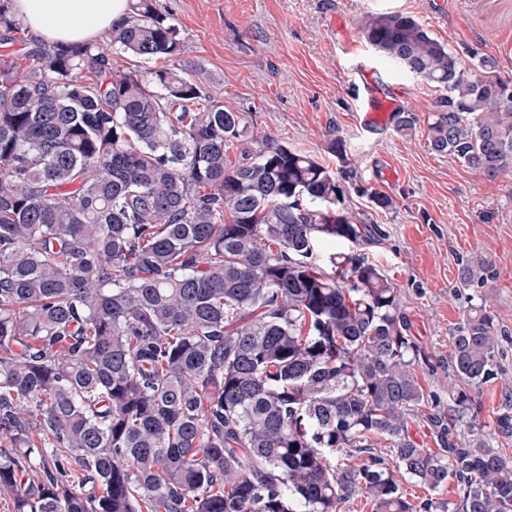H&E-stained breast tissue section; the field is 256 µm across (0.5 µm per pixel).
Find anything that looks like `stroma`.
Segmentation results:
<instances>
[{
    "label": "stroma",
    "instance_id": "35a3bbf8",
    "mask_svg": "<svg viewBox=\"0 0 512 512\" xmlns=\"http://www.w3.org/2000/svg\"><path fill=\"white\" fill-rule=\"evenodd\" d=\"M179 27L178 65L193 68L207 96L241 113L255 132L307 153L349 179L344 208L381 224L384 240L364 245L397 288L403 312L430 355L419 370L427 390L448 396V336L470 308L458 260L487 257L482 293L496 315L503 352L498 361L512 383V175L488 178L428 147L427 124L436 88L399 72L364 40L371 13L414 16L458 56L478 50L496 57L512 79V0H156ZM351 40L356 55L342 53ZM373 68L379 90L401 89L412 131L393 124L362 125L369 103L356 63ZM343 140L345 159L331 150ZM390 195L376 211L371 191Z\"/></svg>",
    "mask_w": 512,
    "mask_h": 512
}]
</instances>
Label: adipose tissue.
Listing matches in <instances>:
<instances>
[{
  "mask_svg": "<svg viewBox=\"0 0 512 512\" xmlns=\"http://www.w3.org/2000/svg\"><path fill=\"white\" fill-rule=\"evenodd\" d=\"M11 5L25 27L50 45L94 41L128 13V0H12Z\"/></svg>",
  "mask_w": 512,
  "mask_h": 512,
  "instance_id": "adipose-tissue-1",
  "label": "adipose tissue"
}]
</instances>
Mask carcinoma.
<instances>
[{"label":"carcinoma","instance_id":"cac0c4a2","mask_svg":"<svg viewBox=\"0 0 512 512\" xmlns=\"http://www.w3.org/2000/svg\"><path fill=\"white\" fill-rule=\"evenodd\" d=\"M0 0V495L13 512H512V390L494 429L480 390L501 380L496 316L448 336V411L397 290L358 252L378 224L334 210L345 190L265 135L226 165L245 118L174 59L184 39L155 0L101 43L25 36ZM365 41L444 94L429 149L489 178L512 172V80L400 12ZM331 271L319 267L320 248ZM490 261H459L484 287ZM436 449L412 434L420 423ZM297 448H292V445ZM387 456L374 453L379 445ZM460 502L416 504L395 474Z\"/></svg>","mask_w":512,"mask_h":512}]
</instances>
